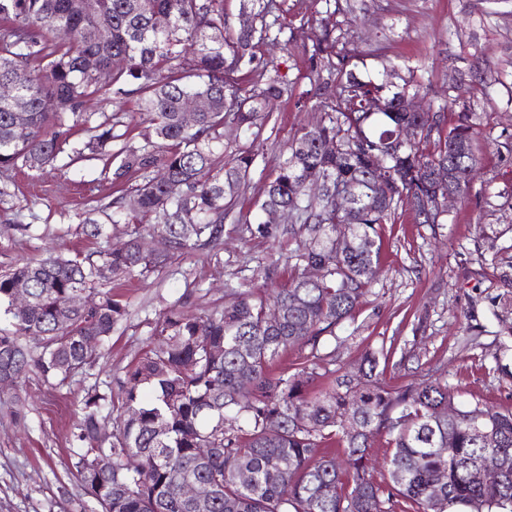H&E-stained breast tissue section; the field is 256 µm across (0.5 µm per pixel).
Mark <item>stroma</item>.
<instances>
[{"label": "stroma", "mask_w": 512, "mask_h": 512, "mask_svg": "<svg viewBox=\"0 0 512 512\" xmlns=\"http://www.w3.org/2000/svg\"><path fill=\"white\" fill-rule=\"evenodd\" d=\"M272 38L253 48L250 79L274 66L288 85L275 102L250 181L224 222L217 245L175 258L142 279L113 281L127 306L101 358L53 388L36 374L0 388V512H96L76 476L72 431L92 386L118 384L154 339L162 312L178 304L196 312L223 303L227 285L277 260L288 277L289 241L242 239L232 230L255 212L265 177L294 136L318 122L331 102L320 83L342 66L375 81L412 77L430 84L433 103L465 94L480 132L478 169L467 195L451 201L441 224L415 223L398 212L381 231L380 264L371 294L353 319L323 337L320 352L333 369L356 370L370 349L391 347L380 361L383 380L401 386L431 374L457 403L512 409V0H276ZM96 122L118 117L125 135L113 150L154 141L153 125L136 96L91 101ZM72 130L68 149L44 170H0V225L32 224V234L0 238V266L48 249L72 255L97 247L76 231L139 182L115 178L111 153L71 161L87 141Z\"/></svg>", "instance_id": "35a3bbf8"}]
</instances>
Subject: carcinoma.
<instances>
[{"label":"carcinoma","instance_id":"cac0c4a2","mask_svg":"<svg viewBox=\"0 0 512 512\" xmlns=\"http://www.w3.org/2000/svg\"><path fill=\"white\" fill-rule=\"evenodd\" d=\"M83 4L0 0V82L13 88L12 98H0V168L43 169L77 126L90 136L73 159L106 151L117 135L108 120L93 124L87 104L94 97L138 96L156 141L116 153L115 175L143 172L117 200L118 213L137 222L122 248L72 257L48 250L0 271V316L8 321L0 327V375L9 386L31 371L62 383L94 362L126 316L108 288L112 279L142 276L221 240L256 163L253 140L287 91L277 75L248 88L238 78L252 64L254 42L270 37L274 0H240V11L256 21L249 29L232 26L224 0H96L94 12ZM101 14L112 19L106 42L98 35ZM159 16L168 28H156ZM90 58L97 62L91 71ZM393 87L344 67L323 82L331 111L291 142L257 212L238 227L252 238L299 241L287 281L269 264L259 272L275 282L267 293L245 280L228 286L222 306L199 313L171 307L118 389L86 392L73 434L75 468L101 512H397L402 501L412 512H512V410L460 406L448 383L431 376L392 387L377 372L381 349L366 352L356 373L316 396L308 392L326 364L321 339L336 337V326L371 291L382 225L403 207L428 223L423 201L448 193L428 173L454 163L455 142L465 144L462 161L478 165L469 116L451 128L445 122L462 96L439 107L435 128L402 144L397 130L417 122L405 100L426 90L411 79ZM192 96L212 107L187 126L182 108ZM374 98L385 111H366ZM231 123L247 142H224ZM156 166L167 181L150 176ZM377 170L386 175L379 193L372 187ZM339 183L356 191L348 215L330 202ZM270 211L288 213L291 223L267 222ZM145 233L165 238L168 248L145 252ZM311 268L320 275L309 278ZM20 285L30 294L23 309L12 304ZM78 294L93 306H71ZM287 350L298 352V362L273 371ZM145 389L153 392L149 402L141 398ZM448 406L451 416L443 413ZM105 410L115 414L110 433L100 424ZM378 434L393 445L384 487L367 476V450ZM336 446L347 456L343 468L326 452ZM482 448L501 457L493 482L477 463ZM103 455L112 467L98 470L94 461ZM128 455L140 457V468L125 466ZM187 480L207 489L205 510L182 497Z\"/></svg>","mask_w":512,"mask_h":512}]
</instances>
